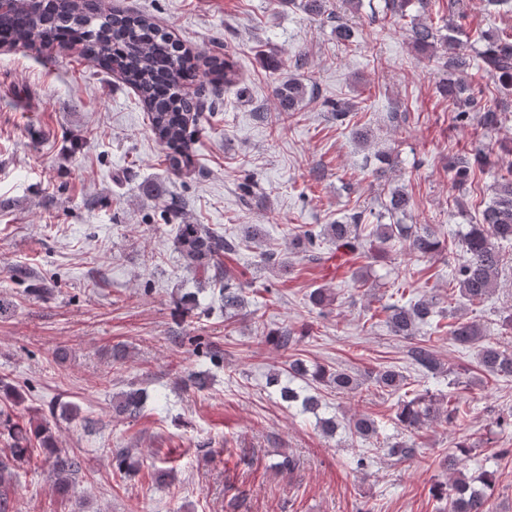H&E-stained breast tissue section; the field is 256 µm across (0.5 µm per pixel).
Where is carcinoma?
Listing matches in <instances>:
<instances>
[{
  "mask_svg": "<svg viewBox=\"0 0 512 512\" xmlns=\"http://www.w3.org/2000/svg\"><path fill=\"white\" fill-rule=\"evenodd\" d=\"M425 7L427 0H384L383 14L406 15L408 8ZM297 7L304 13L323 17L327 14L325 0H299ZM468 0H448V24L446 34L413 19L406 31L409 42L420 52L436 53L437 45L448 47V53L438 57L440 93L448 98V106L455 112V120L468 124L484 133L496 130L509 111L507 97L495 98L481 103L474 90L465 83L462 75L470 68L481 69L487 77L498 82L503 89H512V34L486 36L482 49L472 56L460 45L458 34L462 27L454 19L468 17ZM0 42L21 45L34 49L44 58L52 57L58 46L77 44L82 56L97 64L107 73H116L138 92L144 105L151 130L167 153V172L175 178L190 173V156L193 137L198 124L206 112L215 111L209 98L198 94L189 96L182 87L186 80L201 76L217 92L219 84L229 89L242 82L239 70L223 52V45H216L214 53L200 61V55L183 47L180 41L160 28L153 18L145 13L114 10L104 0H12L0 8ZM205 70H200V67ZM307 95V86L297 79L275 87V96L281 111L293 112ZM489 164V157L476 149L458 153L448 160V178L458 187L464 186L471 172ZM508 176H502L493 186V193L481 213L477 224L469 225L460 240L464 261L454 269L452 280L458 285L459 297L467 302L481 301L497 285L498 268L501 263V248L512 244V161L508 162ZM412 206L409 193L398 188L388 199L390 216L406 214ZM174 225L176 244L186 266L199 281L217 285L223 281L221 258L233 253L244 244L231 236L219 233L205 224H192L182 219V212L175 204L166 205ZM362 211H355L334 224H326L316 231L306 229L296 239V246L304 252L316 253L320 237L334 242L339 255L354 254L362 247V237L368 235L379 241L401 240L408 243L410 251L422 256H433L440 251V242L425 228H413L408 224H377L371 228L364 223ZM224 317L236 318L244 307L240 291L223 286ZM314 307L325 310L335 301L331 288H315L308 295ZM384 322L395 336L404 339L416 335L417 329L426 325L432 331H442L436 298L424 294L410 297L408 304L391 303L381 307ZM310 331L297 332L286 327L267 333V336L284 350L297 346ZM448 335L462 347L478 348L480 363L496 376H512V354L506 353L486 335L482 327L472 321L458 319L448 324ZM412 361L427 374H437L442 364L432 345L424 341L409 349ZM288 375L294 379L311 377L326 382L338 394L357 391L361 382L348 371H330L317 368L309 371L298 358L288 365ZM406 377L395 368L383 367L373 376V387L397 397L395 416L406 429L418 430L429 422L444 420L461 426L468 410L461 402L458 392L448 391V406L443 399L428 393L408 396L403 391ZM269 385L278 389L282 400L301 402L308 410L318 408L319 401L312 395H304L297 388L281 381V372L269 374ZM142 395L133 387L112 397V411L120 417L140 416ZM352 434L370 439L377 433L375 421L361 416L349 421ZM0 435L7 437L9 454L0 460V485L12 480L15 468L30 461L36 444L52 462L54 486L58 493L66 494L71 478L80 468V462L61 454L56 437L47 423L30 418L23 421L0 413ZM133 455L127 448H118L112 454V464L129 476L138 472ZM484 486L480 491L471 483L459 478L448 489L435 490L438 495L448 497V512H489V497L486 490L495 483L494 474L484 472L479 477Z\"/></svg>",
  "mask_w": 512,
  "mask_h": 512,
  "instance_id": "1",
  "label": "carcinoma"
}]
</instances>
